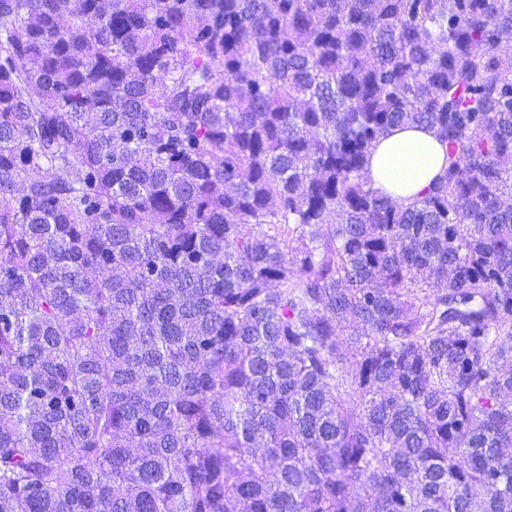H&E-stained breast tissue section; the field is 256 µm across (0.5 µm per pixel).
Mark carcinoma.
Returning <instances> with one entry per match:
<instances>
[{"mask_svg": "<svg viewBox=\"0 0 512 512\" xmlns=\"http://www.w3.org/2000/svg\"><path fill=\"white\" fill-rule=\"evenodd\" d=\"M512 0H0V512H512ZM445 167L368 178L391 128ZM445 160V148L431 129L392 128L372 149L371 185L381 194L409 203L430 185Z\"/></svg>", "mask_w": 512, "mask_h": 512, "instance_id": "1", "label": "carcinoma"}]
</instances>
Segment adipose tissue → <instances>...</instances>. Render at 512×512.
<instances>
[{
	"mask_svg": "<svg viewBox=\"0 0 512 512\" xmlns=\"http://www.w3.org/2000/svg\"><path fill=\"white\" fill-rule=\"evenodd\" d=\"M445 160V149L431 129L392 128L372 149L371 185L379 193L411 202L430 185Z\"/></svg>",
	"mask_w": 512,
	"mask_h": 512,
	"instance_id": "ef3b65f1",
	"label": "adipose tissue"
}]
</instances>
